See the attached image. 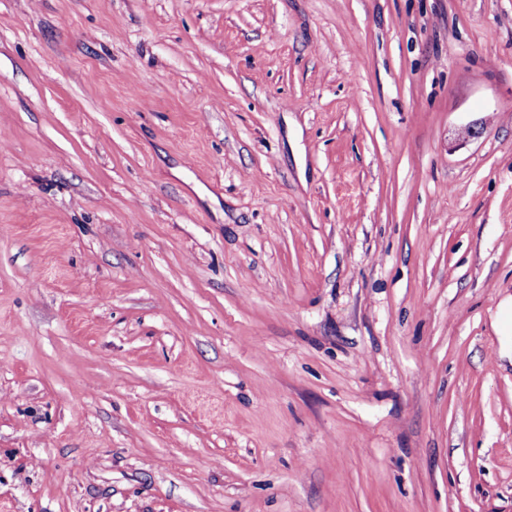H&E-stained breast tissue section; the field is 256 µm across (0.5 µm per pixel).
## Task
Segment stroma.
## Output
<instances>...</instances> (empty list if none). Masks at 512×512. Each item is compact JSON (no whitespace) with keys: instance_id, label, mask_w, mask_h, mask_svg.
<instances>
[{"instance_id":"35a3bbf8","label":"stroma","mask_w":512,"mask_h":512,"mask_svg":"<svg viewBox=\"0 0 512 512\" xmlns=\"http://www.w3.org/2000/svg\"><path fill=\"white\" fill-rule=\"evenodd\" d=\"M512 0H0V512H512Z\"/></svg>"}]
</instances>
